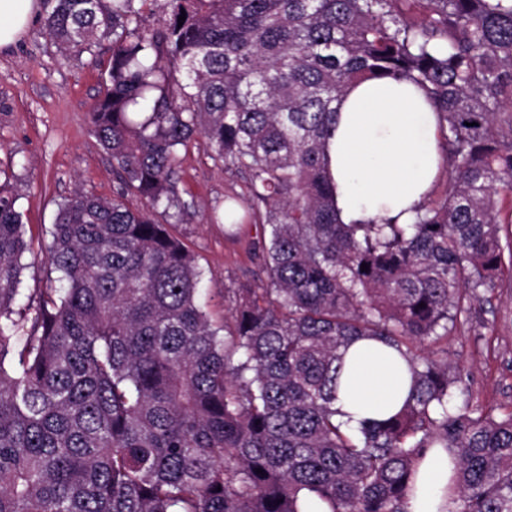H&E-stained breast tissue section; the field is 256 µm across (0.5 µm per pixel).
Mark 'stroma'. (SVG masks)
Segmentation results:
<instances>
[{
    "label": "stroma",
    "instance_id": "stroma-1",
    "mask_svg": "<svg viewBox=\"0 0 512 512\" xmlns=\"http://www.w3.org/2000/svg\"><path fill=\"white\" fill-rule=\"evenodd\" d=\"M49 0L22 35L0 47V186L17 190L26 237L32 243L24 260L18 306L32 302L40 286L48 229L57 206L82 189L110 198L119 185L112 161L91 133V108L99 96L112 55L111 40L95 54L60 52L44 28ZM178 189L196 215L174 231L194 250L204 269L203 284L213 293L253 280L249 253L255 227L229 236L210 223L215 201L242 192L243 181L211 157L203 137L181 151ZM448 359L458 363L473 404L501 417L512 412V283L502 282L473 309L468 323L448 338Z\"/></svg>",
    "mask_w": 512,
    "mask_h": 512
}]
</instances>
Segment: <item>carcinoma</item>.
<instances>
[{
    "mask_svg": "<svg viewBox=\"0 0 512 512\" xmlns=\"http://www.w3.org/2000/svg\"><path fill=\"white\" fill-rule=\"evenodd\" d=\"M138 2L52 0L44 20L65 51L112 38L90 115L120 191L59 204L18 311L31 247L0 189V512H406L437 445L454 512H512V412L472 407L448 348L418 351L512 278V0H158L155 27ZM386 77L435 106L448 189L411 224H341L336 101ZM197 135L247 188L210 222L262 229L264 279L224 289L222 325L170 231L195 216L177 174ZM359 337L412 385L352 430L336 399Z\"/></svg>",
    "mask_w": 512,
    "mask_h": 512,
    "instance_id": "cac0c4a2",
    "label": "carcinoma"
}]
</instances>
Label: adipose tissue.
Returning <instances> with one entry per match:
<instances>
[{
	"mask_svg": "<svg viewBox=\"0 0 512 512\" xmlns=\"http://www.w3.org/2000/svg\"><path fill=\"white\" fill-rule=\"evenodd\" d=\"M37 8V0H0V47L18 38ZM328 159L341 223H412L442 162L438 114L412 82L384 78L351 85L337 104ZM344 362L338 406L350 427L402 406L411 374L396 351L359 339ZM455 468L445 449H429L418 465L408 512H446Z\"/></svg>",
	"mask_w": 512,
	"mask_h": 512,
	"instance_id": "ef3b65f1",
	"label": "adipose tissue"
}]
</instances>
